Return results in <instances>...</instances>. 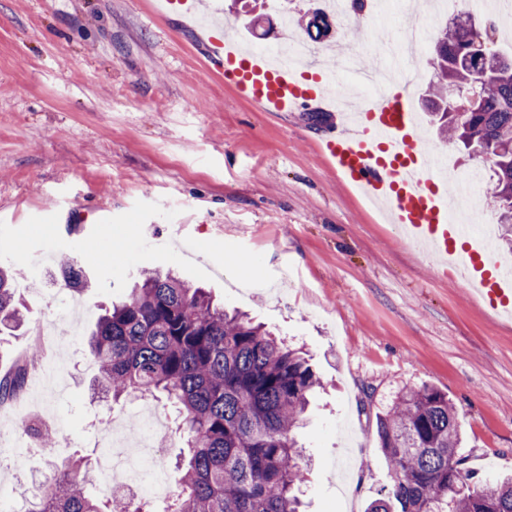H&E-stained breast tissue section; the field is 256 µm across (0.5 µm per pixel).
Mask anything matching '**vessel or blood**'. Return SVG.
Listing matches in <instances>:
<instances>
[{
  "label": "vessel or blood",
  "mask_w": 512,
  "mask_h": 512,
  "mask_svg": "<svg viewBox=\"0 0 512 512\" xmlns=\"http://www.w3.org/2000/svg\"><path fill=\"white\" fill-rule=\"evenodd\" d=\"M207 40L216 74L268 111L302 110L316 98L335 94L320 80L304 86L292 65L268 63L225 36L223 28L208 29ZM413 86V80L398 81L378 104H364L344 115L340 127L328 133L325 154L346 182L385 202L405 241L442 258L456 240L468 237L469 229L447 221L442 165L423 142L412 106ZM473 253V258L459 260L463 276L476 282L481 293L496 296L504 311H511L512 288L505 286L503 276L489 278L484 269L497 262L492 244L484 243Z\"/></svg>",
  "instance_id": "vessel-or-blood-1"
}]
</instances>
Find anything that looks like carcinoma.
Segmentation results:
<instances>
[{"label": "carcinoma", "mask_w": 512, "mask_h": 512, "mask_svg": "<svg viewBox=\"0 0 512 512\" xmlns=\"http://www.w3.org/2000/svg\"><path fill=\"white\" fill-rule=\"evenodd\" d=\"M457 20L441 28L427 60V106L441 137L487 155L488 203L512 243V57L469 49ZM475 90L468 112H452L448 87ZM65 286L87 287L75 262ZM24 316L9 269L0 265V335ZM88 345L99 363L98 387L112 400L131 393L162 397L177 412L187 454L177 466L174 512H300L304 481L296 429L321 385L299 349L259 324L214 304L203 288L160 270L141 275L127 298L98 317ZM41 344L0 379V400L21 392ZM379 447L393 472L390 487L366 512H512V477L482 482L460 455L462 426L448 394L428 386L402 391L378 418ZM81 461L65 466L31 499L27 512H142L85 491Z\"/></svg>", "instance_id": "1"}]
</instances>
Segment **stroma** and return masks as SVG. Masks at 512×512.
<instances>
[{
	"label": "stroma",
	"instance_id": "1",
	"mask_svg": "<svg viewBox=\"0 0 512 512\" xmlns=\"http://www.w3.org/2000/svg\"><path fill=\"white\" fill-rule=\"evenodd\" d=\"M412 0H386L372 25L388 43L361 44L385 65L410 64L423 96L434 34L398 54ZM321 0H266V20L243 29L258 46L282 42L280 11L302 19ZM152 0H0V264L13 267L23 329L0 335V374L39 330L54 332L69 376L30 394L27 435L0 434V498L21 499L78 455L85 487L98 477L99 434L136 431L139 413L167 417L158 465L184 450L178 423L149 395L117 402L95 390L86 344L96 317L142 272L173 271L210 289L304 348L322 386L297 439L310 458L303 512H364L391 482L376 416L405 387L447 393L461 451L491 480L512 473V317L461 276L405 245L363 194L332 172L323 132L304 112L281 116L241 99L208 67L192 21L151 17ZM50 259L39 278L28 261ZM89 286L65 288L60 260ZM57 434L44 446L41 430Z\"/></svg>",
	"mask_w": 512,
	"mask_h": 512
}]
</instances>
